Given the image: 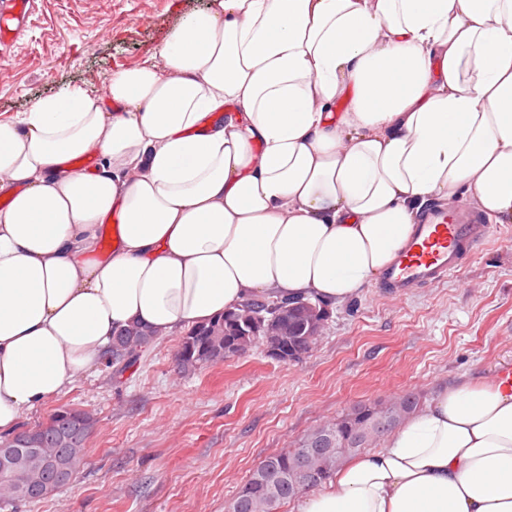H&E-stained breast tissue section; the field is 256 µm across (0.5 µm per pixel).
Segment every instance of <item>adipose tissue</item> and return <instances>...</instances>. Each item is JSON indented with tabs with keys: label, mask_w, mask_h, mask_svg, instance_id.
Segmentation results:
<instances>
[{
	"label": "adipose tissue",
	"mask_w": 512,
	"mask_h": 512,
	"mask_svg": "<svg viewBox=\"0 0 512 512\" xmlns=\"http://www.w3.org/2000/svg\"><path fill=\"white\" fill-rule=\"evenodd\" d=\"M160 58L0 120V436L113 330L348 302L430 201L512 222V0H209ZM297 512H512V382L444 388Z\"/></svg>",
	"instance_id": "1"
}]
</instances>
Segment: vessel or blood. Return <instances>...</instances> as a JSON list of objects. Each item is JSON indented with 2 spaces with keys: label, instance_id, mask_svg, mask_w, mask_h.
Masks as SVG:
<instances>
[{
  "label": "vessel or blood",
  "instance_id": "b4317fda",
  "mask_svg": "<svg viewBox=\"0 0 512 512\" xmlns=\"http://www.w3.org/2000/svg\"><path fill=\"white\" fill-rule=\"evenodd\" d=\"M33 0H17L14 13L0 15V47L18 37L29 16ZM488 225L478 223L463 208L431 210L416 226L408 248L388 270L386 283L396 291L433 285L458 272L463 250L479 245Z\"/></svg>",
  "mask_w": 512,
  "mask_h": 512
}]
</instances>
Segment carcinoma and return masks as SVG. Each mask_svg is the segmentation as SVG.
<instances>
[{
  "label": "carcinoma",
  "instance_id": "carcinoma-1",
  "mask_svg": "<svg viewBox=\"0 0 512 512\" xmlns=\"http://www.w3.org/2000/svg\"><path fill=\"white\" fill-rule=\"evenodd\" d=\"M315 310L322 309L318 303L295 301L266 304L251 302L245 306L214 319L205 325L191 328L183 337L176 352V362L183 372L195 371L207 364L224 360L238 351H250L264 340L269 326L279 315L288 312V360L298 362L309 354L319 341L311 335L305 305ZM155 342L153 334L141 326L119 330L112 336V364L122 371L135 364L142 349ZM421 397L409 392L387 401L361 403L351 407L333 420H328L310 430L298 446L287 451L266 456L249 479L230 502L228 512H279L281 505L296 498L284 486L275 491L265 478L290 472L296 457L305 448L328 447L324 434L333 432L338 436V451L315 461L314 470L320 478L304 476L303 491L319 487L332 477L336 468L347 457L354 455L355 433L366 427L372 429L363 440L367 446L385 435L374 427L387 415L392 414L403 421L420 408ZM95 421L85 410L72 405H62L50 418L39 425L36 447L48 448L68 458L76 471L84 465L86 442ZM15 480L0 477V512H14L18 506L36 501V498L18 497L14 491Z\"/></svg>",
  "mask_w": 512,
  "mask_h": 512
}]
</instances>
